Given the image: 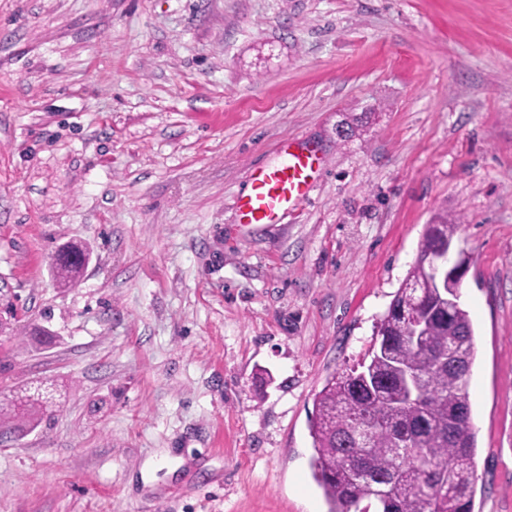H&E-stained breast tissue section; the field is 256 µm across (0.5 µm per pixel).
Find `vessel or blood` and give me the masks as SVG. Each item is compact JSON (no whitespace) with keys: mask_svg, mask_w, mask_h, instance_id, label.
<instances>
[{"mask_svg":"<svg viewBox=\"0 0 512 512\" xmlns=\"http://www.w3.org/2000/svg\"><path fill=\"white\" fill-rule=\"evenodd\" d=\"M322 165L318 150L291 143L281 151L277 163L259 167L238 196L243 223L274 224L289 210L307 201Z\"/></svg>","mask_w":512,"mask_h":512,"instance_id":"b4317fda","label":"vessel or blood"}]
</instances>
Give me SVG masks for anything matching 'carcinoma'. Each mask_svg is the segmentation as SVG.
<instances>
[{
  "instance_id": "obj_1",
  "label": "carcinoma",
  "mask_w": 512,
  "mask_h": 512,
  "mask_svg": "<svg viewBox=\"0 0 512 512\" xmlns=\"http://www.w3.org/2000/svg\"><path fill=\"white\" fill-rule=\"evenodd\" d=\"M459 225L440 219L426 225L420 252L435 241L452 243ZM88 252L69 244L52 256L56 278L77 283ZM454 286L429 278L416 261L379 320L370 361L332 375L313 401L312 475L329 512H473L476 435L471 421L469 376L475 359L473 325L451 302ZM453 357L463 371L441 365ZM37 386L15 407L45 409L51 398ZM390 417L407 429L409 445L375 432L370 447L350 448L344 438L359 419Z\"/></svg>"
}]
</instances>
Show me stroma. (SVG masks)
Instances as JSON below:
<instances>
[{"instance_id": "obj_1", "label": "stroma", "mask_w": 512, "mask_h": 512, "mask_svg": "<svg viewBox=\"0 0 512 512\" xmlns=\"http://www.w3.org/2000/svg\"><path fill=\"white\" fill-rule=\"evenodd\" d=\"M289 142L324 158L309 201L241 223ZM440 214L474 512H512V0H0V512H328L314 396ZM459 227L460 224L448 223V218L426 224L419 253L425 252L436 240L453 243ZM66 250V252L64 251ZM71 255L74 257L87 256L88 252L81 246L75 244H69L60 247L56 250L52 256L53 269L56 278L64 285L72 286L77 283L83 272V265L76 259H71Z\"/></svg>"}]
</instances>
